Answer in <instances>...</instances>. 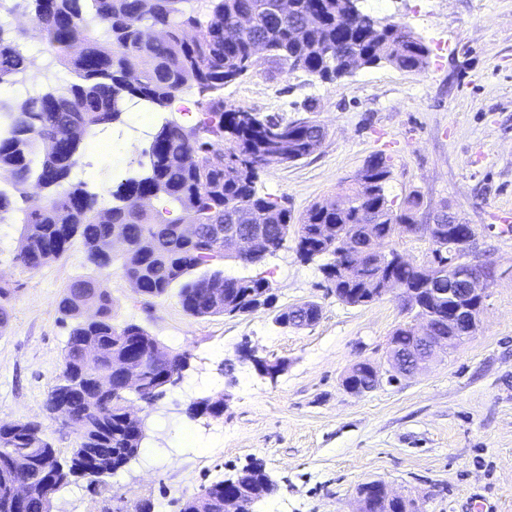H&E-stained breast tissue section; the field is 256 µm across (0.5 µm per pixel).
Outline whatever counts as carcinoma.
<instances>
[{
    "instance_id": "obj_1",
    "label": "carcinoma",
    "mask_w": 512,
    "mask_h": 512,
    "mask_svg": "<svg viewBox=\"0 0 512 512\" xmlns=\"http://www.w3.org/2000/svg\"><path fill=\"white\" fill-rule=\"evenodd\" d=\"M29 19L55 62L77 80L65 86L42 84L22 110L0 111V176L28 183L37 193L24 196L20 223L25 248L20 266L38 270L61 258L73 240L82 242L87 261L98 269L114 262L112 237L127 242L122 271L139 282L140 295L159 298L180 284L182 309L193 317L245 315L260 304L274 307L267 278L231 277L221 263L237 260L224 252V228L263 224L275 253L293 235L306 261L336 253V236L358 225L363 247L377 251L357 264L341 263L334 278L341 302L362 306L384 296L386 286L418 290L436 269L431 261L389 269L383 245L411 230L422 208L420 196L394 210L385 193L389 165L370 159L359 179L347 184L349 206L316 202L301 224L283 197L257 189L260 174L311 155L323 127L312 119L283 122L277 117H245L243 108H226L224 86L248 75L255 66L252 47L283 70H300L321 81L336 79L347 57L364 65L389 64L401 70L427 67L429 48L402 22H382L351 8L348 0H24ZM31 80L27 57L13 31L0 24V86ZM197 89L207 99L199 123L185 127L163 118L144 154L143 174L120 183L112 204L98 203L84 182L69 181L85 148L84 139L118 121L129 103L147 112H169L175 99ZM202 227L194 240L179 233L185 216ZM12 289L0 283V334L9 327ZM68 339L58 382H78L68 399L51 388L46 410L77 424L75 448L65 459L43 437L39 423L17 420L0 424V487L19 482L31 496L25 512H48L53 495L79 478L90 483L111 476L140 455L145 425L135 427L124 414L126 393L120 376L113 389H96L93 377L127 360L139 362L140 399L162 395L163 376L187 368L189 354L164 346L135 323L113 322L114 299L94 277L72 282L57 302ZM215 482L179 499V512H222ZM236 493L249 502L266 498L270 488L261 464L238 471ZM369 512H414L411 499L384 501L369 484L359 488Z\"/></svg>"
}]
</instances>
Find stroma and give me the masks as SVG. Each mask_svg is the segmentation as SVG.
Returning a JSON list of instances; mask_svg holds the SVG:
<instances>
[{"label":"stroma","mask_w":512,"mask_h":512,"mask_svg":"<svg viewBox=\"0 0 512 512\" xmlns=\"http://www.w3.org/2000/svg\"><path fill=\"white\" fill-rule=\"evenodd\" d=\"M401 21L430 50L428 66L356 69L333 81L285 72L259 57L248 76L224 88L226 105L326 130L309 157L261 174V192L286 197L294 221L311 204L336 199L372 156L390 166L393 207L423 200L417 220L448 211L471 225L473 252L494 269L480 326L465 345L423 374L365 395L342 386L367 360L386 365L390 336L407 322L394 295L366 306L339 301L323 286L319 261L300 259L294 242L257 264L226 262L224 272L267 276L273 309L193 317L176 292L145 300L119 264L99 270L81 241L42 270L21 267L19 211L0 215V281L13 290L10 325L0 335V424L33 419L69 457L76 438L45 407L67 339L56 302L76 278L98 277L114 300L116 324L136 323L167 347L190 353L183 380L156 403L132 400L148 437L139 458L99 485L81 480L58 491L53 512H178L177 498L262 464L277 491L258 512H357L358 489L380 481L415 500L419 512H512V0H361ZM124 141L102 153L85 148L72 173L110 197L138 174ZM312 300L316 324L275 323L276 310ZM282 360L277 379L239 359V349ZM229 395L219 418L188 419L193 401Z\"/></svg>","instance_id":"1"}]
</instances>
